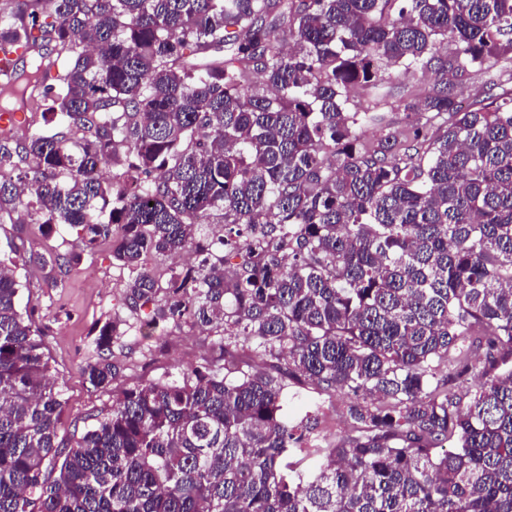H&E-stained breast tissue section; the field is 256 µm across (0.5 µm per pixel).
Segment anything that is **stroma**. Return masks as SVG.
Returning <instances> with one entry per match:
<instances>
[{"mask_svg": "<svg viewBox=\"0 0 512 512\" xmlns=\"http://www.w3.org/2000/svg\"><path fill=\"white\" fill-rule=\"evenodd\" d=\"M16 244L48 256L80 249L73 232L60 229L44 235L37 225L0 220V258H10ZM126 279V271L113 264L105 247L83 255L76 271L59 275L54 281L46 278L39 265L27 270L21 301L37 311L36 323L44 332L51 363L67 398L59 427L62 437L83 427L90 410H107L112 405L111 393L93 391L80 373L93 354L94 329L105 318L119 317L127 330L122 342L113 348L115 360L123 367L113 391L140 382L175 378L186 368L213 360V336L196 330L177 329L159 339L137 335L138 316L121 301ZM285 392L286 409L292 419L298 421L308 414L316 417L321 447H334L350 434L346 415L350 396L334 390L320 391L293 379L286 380Z\"/></svg>", "mask_w": 512, "mask_h": 512, "instance_id": "stroma-1", "label": "stroma"}]
</instances>
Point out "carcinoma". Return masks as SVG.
<instances>
[{"mask_svg": "<svg viewBox=\"0 0 512 512\" xmlns=\"http://www.w3.org/2000/svg\"><path fill=\"white\" fill-rule=\"evenodd\" d=\"M8 4L0 51L28 67L0 80V112L36 91L59 130L0 131V214L111 246L125 304L150 308L140 335L207 331L223 364L126 387L59 438L67 402L15 269L55 283L81 254L14 247L0 512H512V0ZM432 64L400 102L411 129L364 144L390 74ZM471 74L499 93L465 108ZM356 86L375 92L363 110ZM232 335L285 367H240ZM121 336L110 319L92 341L96 391ZM284 373L355 397L356 434L312 475L291 461L312 427L288 419Z\"/></svg>", "mask_w": 512, "mask_h": 512, "instance_id": "cac0c4a2", "label": "carcinoma"}]
</instances>
